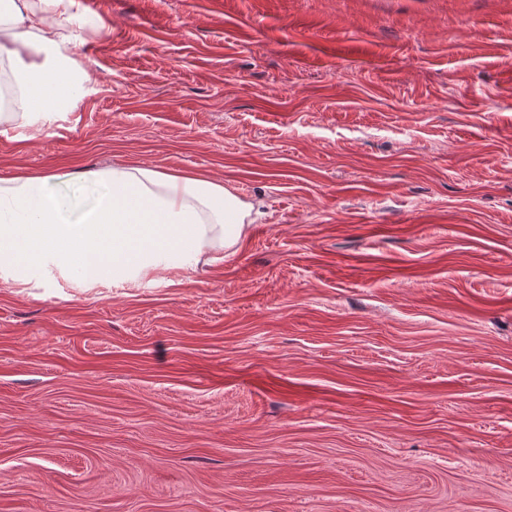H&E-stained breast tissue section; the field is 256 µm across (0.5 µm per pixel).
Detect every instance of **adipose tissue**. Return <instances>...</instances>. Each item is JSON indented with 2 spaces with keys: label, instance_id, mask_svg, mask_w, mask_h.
<instances>
[{
  "label": "adipose tissue",
  "instance_id": "ef3b65f1",
  "mask_svg": "<svg viewBox=\"0 0 512 512\" xmlns=\"http://www.w3.org/2000/svg\"><path fill=\"white\" fill-rule=\"evenodd\" d=\"M76 0H0V68L8 67L20 100L15 118L33 125L75 102L68 70L51 65L67 43L57 18L72 19ZM48 60L23 66L22 52ZM249 204L223 185L151 168L103 169L89 177L19 174L0 180V269L25 277L45 266L136 279L198 264L212 245L232 249L246 233Z\"/></svg>",
  "mask_w": 512,
  "mask_h": 512
}]
</instances>
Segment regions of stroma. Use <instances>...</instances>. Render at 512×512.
<instances>
[{
    "label": "stroma",
    "mask_w": 512,
    "mask_h": 512,
    "mask_svg": "<svg viewBox=\"0 0 512 512\" xmlns=\"http://www.w3.org/2000/svg\"><path fill=\"white\" fill-rule=\"evenodd\" d=\"M0 179L254 209L135 280L0 271V512H512V0H77Z\"/></svg>",
    "instance_id": "stroma-1"
}]
</instances>
